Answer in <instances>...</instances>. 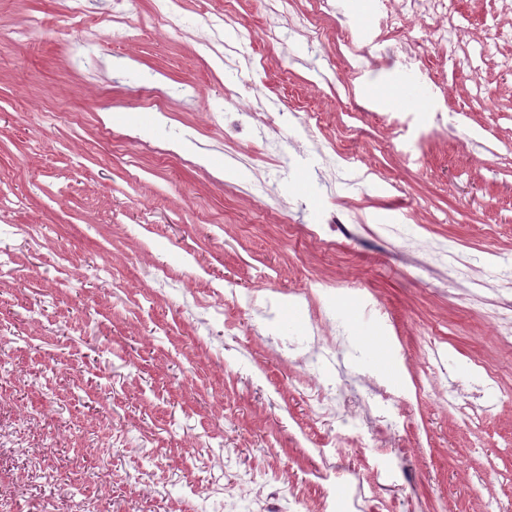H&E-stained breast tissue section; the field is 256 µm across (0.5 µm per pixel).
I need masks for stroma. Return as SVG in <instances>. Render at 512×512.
<instances>
[{
	"label": "stroma",
	"instance_id": "stroma-1",
	"mask_svg": "<svg viewBox=\"0 0 512 512\" xmlns=\"http://www.w3.org/2000/svg\"><path fill=\"white\" fill-rule=\"evenodd\" d=\"M68 5L0 0V192L19 201L0 213V512H321L340 437L359 471L378 448L398 469L370 512H512V75L451 73L430 47L439 117L380 66L325 83L345 23L316 0L290 6L313 44L284 17L268 37L267 0H178L162 21L157 0L117 19L90 0L81 27ZM448 6L479 50L498 0ZM242 78L259 98L225 108ZM15 224L53 231L35 252ZM149 256L181 287L143 280ZM218 279L211 319L195 301ZM370 378L394 397L386 436ZM327 385L336 418L308 401Z\"/></svg>",
	"mask_w": 512,
	"mask_h": 512
}]
</instances>
